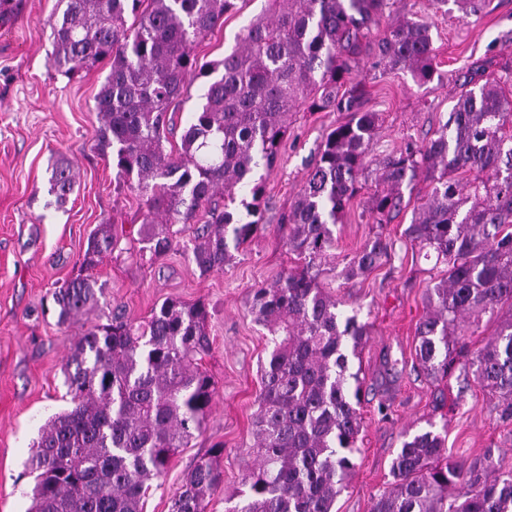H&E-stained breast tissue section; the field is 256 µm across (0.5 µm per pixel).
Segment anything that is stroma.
I'll return each mask as SVG.
<instances>
[{"label": "stroma", "instance_id": "stroma-1", "mask_svg": "<svg viewBox=\"0 0 512 512\" xmlns=\"http://www.w3.org/2000/svg\"><path fill=\"white\" fill-rule=\"evenodd\" d=\"M55 3L17 0L13 13L0 16V512H27L31 504L34 481L26 461L46 419L71 406L62 367L76 338L113 308L141 321L169 298L206 302L213 349L204 366L218 395L205 430L172 458L143 512H169L184 474L218 442L224 445V484L210 497L207 512H228L256 463L253 419L267 356L265 331L250 313V293L293 267L294 259L274 229L251 239L224 272L205 276L191 260L185 234L181 247L161 258L115 251L94 272L102 287L97 310L59 323L52 294L77 274L90 235L101 224L113 225L121 237L137 231L145 205L137 190L118 185L111 160L96 147L95 96L108 63L70 79L50 62ZM267 7V0H235L223 24L198 45L199 57L223 58ZM398 13L429 26L435 73L421 84L410 72L385 73L367 60L354 68L353 80L367 90V108L379 115L377 155L410 138H432L475 72L489 76L512 62V0H486L471 16L452 4L435 10L427 0H400ZM346 118L303 106L293 113L282 156L264 175L269 224L293 201L326 133ZM61 156L77 173L74 192L62 206L48 191L49 169ZM427 190L419 182L405 195L404 208L379 224L366 208L368 189H361L336 225L338 274L329 285L343 312L357 313L369 328L349 359L351 372L363 381L360 452L333 512H369L372 496L391 481V463L405 436L431 423L447 427L451 458L472 459L489 449L497 468L512 470V420L501 419L496 400L475 377L440 381L416 359L426 288L442 275L404 236ZM379 235L393 241L391 259L345 278L352 255Z\"/></svg>", "mask_w": 512, "mask_h": 512}]
</instances>
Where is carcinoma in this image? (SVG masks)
Wrapping results in <instances>:
<instances>
[{
  "mask_svg": "<svg viewBox=\"0 0 512 512\" xmlns=\"http://www.w3.org/2000/svg\"><path fill=\"white\" fill-rule=\"evenodd\" d=\"M224 58L200 62L197 45L222 24L234 0H57L50 20L54 67L72 78L103 60L110 70L95 97L97 147L115 178L136 182L146 212L129 255L159 257L192 230L193 261L222 273L254 236L269 230L263 178L288 135V116L349 113L322 140L317 159L287 212L282 242L300 265L251 291L250 312L268 333L255 414L256 467L228 512H332L356 466L362 382L349 372L367 326L346 315L321 282L336 246V224L370 181L367 208L384 224L402 205V188L430 190L405 236L435 256L448 276L428 288L416 327V357L430 376H448L456 337L483 317L494 337L465 360L512 420V66L461 94L426 143L368 159L378 114L364 107L365 86L350 83L364 44L390 0H268ZM133 23L127 24V18ZM429 27L403 19L386 27L374 67L431 80ZM207 85L177 149L165 150L171 108L190 81ZM76 183L70 163L51 165L49 192L66 201ZM245 190L250 199H237ZM181 228L172 230L173 225ZM120 237L101 224L88 239L78 273L53 292L59 321L98 304L90 271ZM392 243L376 237L345 266L353 278L379 266ZM506 316H501L503 307ZM202 301H164L135 323L120 309L87 328L63 374L72 407L40 429L27 461L35 475L29 512H143L151 482L205 429L216 382L203 366L211 350ZM446 433L418 432L391 463L389 487L370 512H512V471L485 454L471 463L448 457ZM221 445L188 470L170 512H206L224 484Z\"/></svg>",
  "mask_w": 512,
  "mask_h": 512,
  "instance_id": "carcinoma-1",
  "label": "carcinoma"
}]
</instances>
